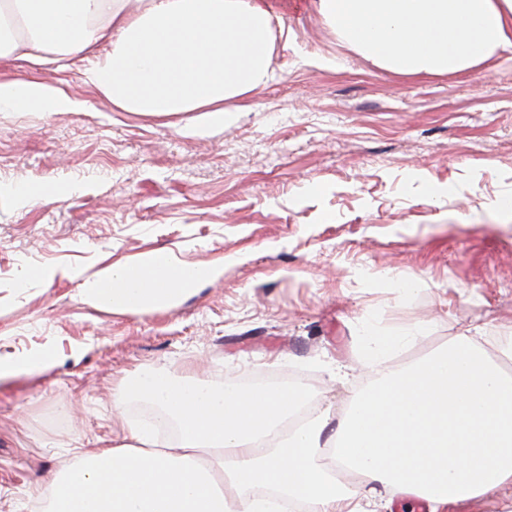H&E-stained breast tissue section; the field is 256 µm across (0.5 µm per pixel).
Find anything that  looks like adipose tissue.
Wrapping results in <instances>:
<instances>
[{
    "instance_id": "obj_1",
    "label": "adipose tissue",
    "mask_w": 512,
    "mask_h": 512,
    "mask_svg": "<svg viewBox=\"0 0 512 512\" xmlns=\"http://www.w3.org/2000/svg\"><path fill=\"white\" fill-rule=\"evenodd\" d=\"M339 38L406 76H443L512 48V0H311ZM271 0H0V60L32 68L84 61L80 80L121 112H192L220 128L229 103L275 78L270 66ZM35 77L0 80L1 112H82ZM218 267L150 252L85 278L93 306L138 313L178 304ZM423 328L386 335L363 327L370 385L336 426L305 410L297 389L215 386L187 373L141 368L112 392L137 398L176 428L157 442L126 427L112 447L82 454L43 485V512H273L254 496L309 512H377L376 493L426 501L431 512L512 488V371L491 358L481 325L448 346L395 364L396 348ZM303 424L283 426L299 413ZM359 475L348 485L337 470Z\"/></svg>"
}]
</instances>
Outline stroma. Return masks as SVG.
Returning <instances> with one entry per match:
<instances>
[{
    "label": "stroma",
    "mask_w": 512,
    "mask_h": 512,
    "mask_svg": "<svg viewBox=\"0 0 512 512\" xmlns=\"http://www.w3.org/2000/svg\"><path fill=\"white\" fill-rule=\"evenodd\" d=\"M276 78L224 127L118 112L77 70L38 74L84 112H0V357L48 368L0 380V512H41V484L110 447L148 406L114 408L136 369L215 385L298 388L338 419L369 378L361 328L418 324L412 361L471 324L512 339V50L444 76L393 73L308 5L279 0ZM149 252L221 267L177 306L126 314L84 301L83 278ZM58 271L21 288L20 274ZM414 290L400 295L403 284ZM340 366L344 381L329 369Z\"/></svg>",
    "instance_id": "35a3bbf8"
}]
</instances>
